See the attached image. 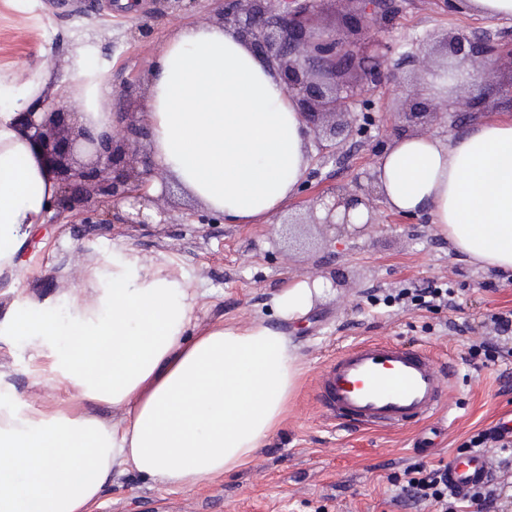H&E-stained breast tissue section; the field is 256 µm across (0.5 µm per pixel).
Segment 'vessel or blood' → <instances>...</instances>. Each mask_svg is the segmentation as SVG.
<instances>
[{
  "label": "vessel or blood",
  "mask_w": 512,
  "mask_h": 512,
  "mask_svg": "<svg viewBox=\"0 0 512 512\" xmlns=\"http://www.w3.org/2000/svg\"><path fill=\"white\" fill-rule=\"evenodd\" d=\"M316 397L331 419L362 430L394 429L436 415L443 388L426 350L367 340L330 360L317 381ZM492 478L484 452L470 449L448 461V482L454 488L486 485Z\"/></svg>",
  "instance_id": "obj_1"
}]
</instances>
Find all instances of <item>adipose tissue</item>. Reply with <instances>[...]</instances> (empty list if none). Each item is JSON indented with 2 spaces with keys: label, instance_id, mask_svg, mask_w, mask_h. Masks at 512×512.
<instances>
[{
  "label": "adipose tissue",
  "instance_id": "1",
  "mask_svg": "<svg viewBox=\"0 0 512 512\" xmlns=\"http://www.w3.org/2000/svg\"><path fill=\"white\" fill-rule=\"evenodd\" d=\"M45 73L0 78V269L16 268L58 191L21 112L40 109ZM58 89L103 131L112 95L94 50L74 56ZM155 164L228 224L284 210L310 165L312 131L274 70L233 29L185 24L153 63L144 104ZM396 215L428 214L457 254L512 272V115L464 134L405 135L372 167ZM9 309L0 329L38 339L39 372L65 399L20 398L0 371V512H95L116 470L169 489L224 477L281 424L300 368L285 334L255 323L189 335L199 306L174 261L128 247L93 263L63 296ZM116 409L114 417L96 408Z\"/></svg>",
  "mask_w": 512,
  "mask_h": 512
}]
</instances>
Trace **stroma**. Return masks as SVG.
<instances>
[{
    "label": "stroma",
    "instance_id": "stroma-1",
    "mask_svg": "<svg viewBox=\"0 0 512 512\" xmlns=\"http://www.w3.org/2000/svg\"><path fill=\"white\" fill-rule=\"evenodd\" d=\"M85 9L45 10L41 0H0V75L25 79L32 67L49 72L43 108L78 109L57 84L77 51L96 49L112 87L108 112L113 128L142 112L144 80L169 37L185 24H223L224 0H183L159 7L155 0H86ZM346 0H325L314 17L316 32L335 31L382 56L398 80L358 107L362 134L350 136L338 157L313 150L306 178L285 212L257 224H228L187 198L172 178L152 168L166 193L160 224H127L121 205L100 203L101 223L35 226L23 253L24 267L0 273V319L9 307L57 300L90 263L111 264L113 246L149 258H170L202 293L197 327L214 323H264L287 334L301 367L288 415L263 448L240 470L186 489H167L136 472L114 474L98 512H430L398 506L390 477L409 465L447 461L479 431L512 419V361L481 365L471 345L512 349V333L497 329L492 316L512 310V277L479 268L455 253L427 217H405L379 209L378 224L356 234L294 225L318 195L365 194L377 155L403 134L445 137L466 132L497 114H512V20L488 22L451 11L443 0H393L391 16L371 32L349 30ZM148 34H140V24ZM485 37L501 50L482 83L480 111L454 106L416 124L398 119L406 90L435 99L417 64L402 62L407 51L433 52L444 60L447 36ZM318 282L321 295L303 317L278 314L274 300L288 281ZM435 284L454 291L455 305L435 311L373 304V296L410 284ZM408 343L431 351L445 386V407L418 425L388 431H357L331 420L315 399V383L338 352L364 339ZM33 350L0 335V369L18 394L48 398L66 393L49 377L33 378Z\"/></svg>",
    "mask_w": 512,
    "mask_h": 512
}]
</instances>
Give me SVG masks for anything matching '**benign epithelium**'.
<instances>
[{"instance_id": "7a95c632", "label": "benign epithelium", "mask_w": 512, "mask_h": 512, "mask_svg": "<svg viewBox=\"0 0 512 512\" xmlns=\"http://www.w3.org/2000/svg\"><path fill=\"white\" fill-rule=\"evenodd\" d=\"M322 0H225L224 26L237 36L263 61L272 66L285 90L297 100L312 131L323 132L319 143L326 155H335L337 139L354 132L353 106L367 92L393 80L395 75L384 67L381 58L359 56L360 47L334 32L317 35L311 30V15ZM359 3L350 16V24L366 30L386 19L392 12L391 0H344ZM447 70L469 68L471 96L466 102L474 108L480 87L499 48L481 39L463 34L448 37ZM360 69L359 80L337 82L345 69L353 64ZM438 104L416 101L403 111L405 118L417 123L425 116L438 114ZM20 126L35 129L42 159L59 181V193L50 202L55 218L68 219L73 213L84 215L86 223H103L97 218L95 204L100 199L129 201L136 212L129 214L126 224H149L143 206L154 202L146 191L150 165L140 156L138 141L149 135L144 119L132 120L117 132L94 133L78 124L75 113L57 110L46 112L41 122L32 113L18 116ZM89 153L88 161L81 160ZM359 204L357 195H338L325 218L311 217L312 224H328L344 229L348 220L332 219L343 205Z\"/></svg>"}]
</instances>
